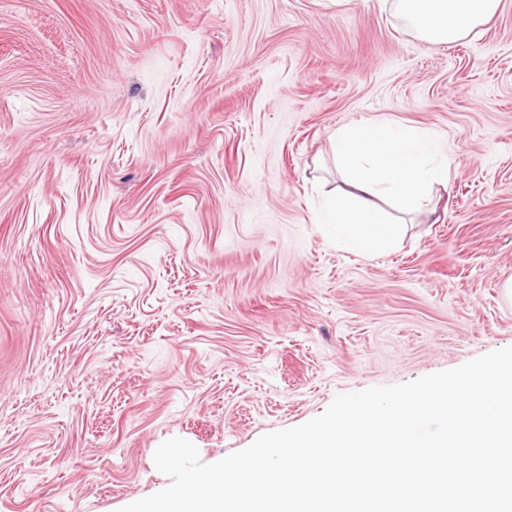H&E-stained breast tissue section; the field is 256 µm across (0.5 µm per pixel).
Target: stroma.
I'll return each instance as SVG.
<instances>
[{
  "mask_svg": "<svg viewBox=\"0 0 512 512\" xmlns=\"http://www.w3.org/2000/svg\"><path fill=\"white\" fill-rule=\"evenodd\" d=\"M451 163L396 247L315 222L330 135ZM512 0L423 41L394 0H0V512H119L334 397L512 346Z\"/></svg>",
  "mask_w": 512,
  "mask_h": 512,
  "instance_id": "obj_1",
  "label": "stroma"
}]
</instances>
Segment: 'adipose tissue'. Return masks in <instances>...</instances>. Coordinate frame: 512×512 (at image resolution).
Wrapping results in <instances>:
<instances>
[{"instance_id": "ef3b65f1", "label": "adipose tissue", "mask_w": 512, "mask_h": 512, "mask_svg": "<svg viewBox=\"0 0 512 512\" xmlns=\"http://www.w3.org/2000/svg\"><path fill=\"white\" fill-rule=\"evenodd\" d=\"M500 0H397V8L421 39L452 43L482 25Z\"/></svg>"}]
</instances>
